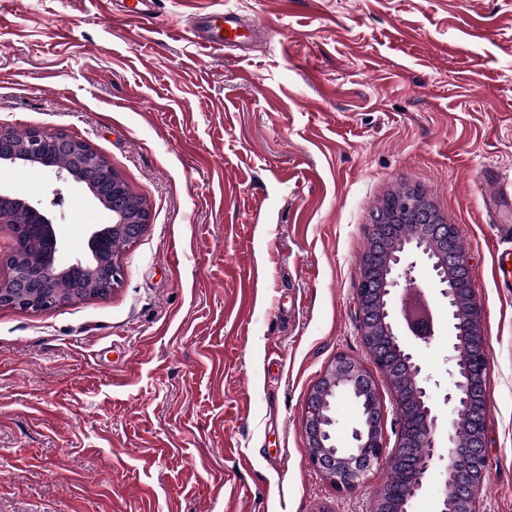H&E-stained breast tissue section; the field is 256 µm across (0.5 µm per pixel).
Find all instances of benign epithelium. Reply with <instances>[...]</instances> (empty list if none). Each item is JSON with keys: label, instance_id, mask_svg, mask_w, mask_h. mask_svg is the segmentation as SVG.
<instances>
[{"label": "benign epithelium", "instance_id": "benign-epithelium-1", "mask_svg": "<svg viewBox=\"0 0 512 512\" xmlns=\"http://www.w3.org/2000/svg\"><path fill=\"white\" fill-rule=\"evenodd\" d=\"M53 145L66 146L79 156L80 165L98 161L95 150L85 141L75 140L64 133L32 131L28 138L18 144L14 131L0 126V166L35 165L42 161L45 150ZM92 198L112 214V224L92 232L89 239L91 258L80 260L73 267L102 276L107 283L105 292L120 285L125 278V269L120 260L105 265L100 250L111 234H121L134 240L140 228L149 223V210L145 206L136 209L123 203L120 176L114 175L112 185L106 190L88 187ZM17 204L28 212V222L38 238L43 258L51 260L60 250L52 214L42 201L19 199L0 191V222L11 223L14 210L6 204ZM420 225V235L414 239H402L391 248L392 254L386 267L384 285L377 287L372 280L361 277L357 290L362 335L375 336L394 352L412 375L411 388L424 413L425 427L416 435L407 426L401 401V392L393 387L395 396L396 440L389 445L384 425V413L378 399L377 379L360 363L344 356L336 357L325 374L311 387L304 414V427L315 464L337 488L351 491L363 482L366 473L374 466L389 469L407 468L413 494L427 486V480L437 462L443 463L437 487L439 512H479L477 491L486 476L487 438L483 421H477V431L469 448H461L456 436L457 420L472 412V389L465 380L460 352L474 347L473 368L486 371L487 358L485 339L481 331L480 311L476 298L469 289V262L466 254L458 249L456 225L440 221L431 205L415 188L407 187L400 195L389 201L386 209L370 225L369 239L381 242L385 227L394 223ZM420 256L427 263L432 280L440 290L448 308V327L453 342L450 361L453 362L456 379L445 395L446 404L452 407L455 421L448 426V447H437L435 438L438 415L431 401L429 383L417 363L414 347L400 333L394 297L408 285L401 282L409 276L415 263L409 261ZM56 273L45 264L37 269L29 265L23 256H18L14 271L8 280H0V305L22 310L36 308L50 311L60 305L51 282ZM408 331L416 340L428 341L434 336V319L431 310L422 306V312L402 309ZM362 393L371 396V404L365 411L366 421L352 431L348 446L337 443L334 427L335 399L342 393ZM422 448L423 455L416 461L407 459L405 449Z\"/></svg>", "mask_w": 512, "mask_h": 512}]
</instances>
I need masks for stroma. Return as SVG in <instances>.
Instances as JSON below:
<instances>
[{"mask_svg":"<svg viewBox=\"0 0 512 512\" xmlns=\"http://www.w3.org/2000/svg\"><path fill=\"white\" fill-rule=\"evenodd\" d=\"M245 35L188 27L218 9ZM0 126L89 142L150 220L123 283L46 312L0 306V512H373L384 471L337 489L305 401L371 366L357 289L371 217L418 188L458 228L487 353L480 512H512V0H0ZM54 207L62 264L111 223L81 186L0 166ZM418 344L440 380L445 307L424 262ZM239 25L230 11H218L211 15L205 37L201 43L206 49L224 50L239 37ZM234 37V39H232ZM422 312H413L407 306L402 309L408 331L415 340L427 342L434 336V319L431 310L422 305Z\"/></svg>","mask_w":512,"mask_h":512,"instance_id":"obj_1","label":"stroma"}]
</instances>
